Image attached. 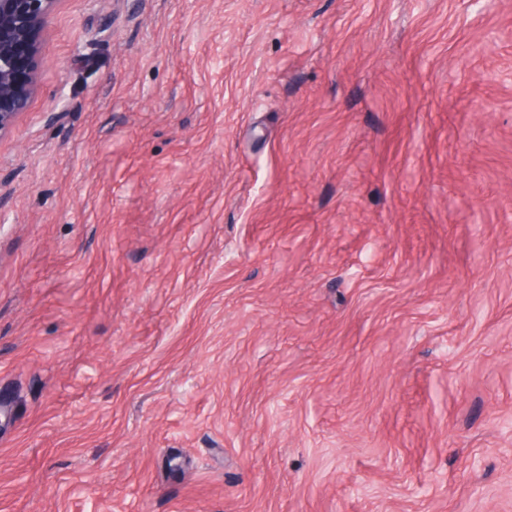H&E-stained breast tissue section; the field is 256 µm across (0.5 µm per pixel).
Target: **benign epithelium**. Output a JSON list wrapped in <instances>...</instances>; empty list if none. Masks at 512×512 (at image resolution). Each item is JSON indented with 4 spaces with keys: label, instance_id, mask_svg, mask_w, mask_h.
Listing matches in <instances>:
<instances>
[{
    "label": "benign epithelium",
    "instance_id": "benign-epithelium-1",
    "mask_svg": "<svg viewBox=\"0 0 512 512\" xmlns=\"http://www.w3.org/2000/svg\"><path fill=\"white\" fill-rule=\"evenodd\" d=\"M58 0H0V137L28 110L41 62V33Z\"/></svg>",
    "mask_w": 512,
    "mask_h": 512
}]
</instances>
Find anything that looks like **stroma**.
<instances>
[{
	"label": "stroma",
	"instance_id": "obj_1",
	"mask_svg": "<svg viewBox=\"0 0 512 512\" xmlns=\"http://www.w3.org/2000/svg\"><path fill=\"white\" fill-rule=\"evenodd\" d=\"M0 139V512H512V0H61Z\"/></svg>",
	"mask_w": 512,
	"mask_h": 512
}]
</instances>
